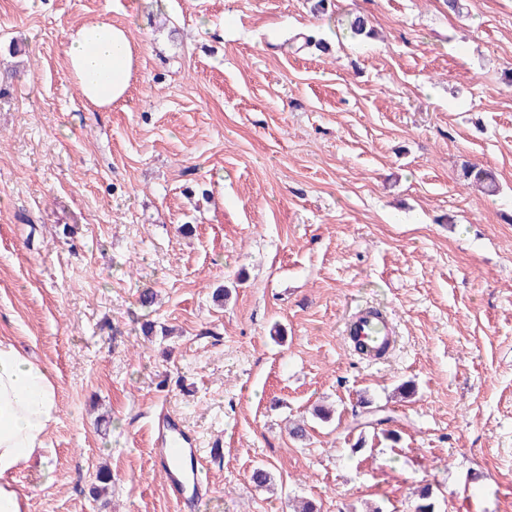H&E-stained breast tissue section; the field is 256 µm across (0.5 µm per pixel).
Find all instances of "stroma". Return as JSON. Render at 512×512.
Listing matches in <instances>:
<instances>
[{
    "mask_svg": "<svg viewBox=\"0 0 512 512\" xmlns=\"http://www.w3.org/2000/svg\"><path fill=\"white\" fill-rule=\"evenodd\" d=\"M315 2L0 0V337L59 397L25 512H178L167 412L205 462L192 512H412L425 485L512 512V0ZM100 20L136 48L106 110L63 54ZM365 307L397 327L380 360L343 336Z\"/></svg>",
    "mask_w": 512,
    "mask_h": 512,
    "instance_id": "obj_1",
    "label": "stroma"
}]
</instances>
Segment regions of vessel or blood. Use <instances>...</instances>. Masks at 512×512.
<instances>
[{"label": "vessel or blood", "instance_id": "obj_1", "mask_svg": "<svg viewBox=\"0 0 512 512\" xmlns=\"http://www.w3.org/2000/svg\"><path fill=\"white\" fill-rule=\"evenodd\" d=\"M344 334L347 339L365 342L375 351L392 348L395 327L378 309L357 310L348 320ZM154 458L157 469L174 493L180 507H189L200 496L198 442L179 418L162 417L153 425Z\"/></svg>", "mask_w": 512, "mask_h": 512}]
</instances>
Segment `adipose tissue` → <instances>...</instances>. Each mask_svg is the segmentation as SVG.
Returning <instances> with one entry per match:
<instances>
[{
  "instance_id": "obj_1",
  "label": "adipose tissue",
  "mask_w": 512,
  "mask_h": 512,
  "mask_svg": "<svg viewBox=\"0 0 512 512\" xmlns=\"http://www.w3.org/2000/svg\"><path fill=\"white\" fill-rule=\"evenodd\" d=\"M83 99L97 108L123 101L136 57L131 33L109 21L73 28L64 50ZM58 394L49 370L14 343L0 340V512H24V495L11 477L45 451L57 419Z\"/></svg>"
}]
</instances>
